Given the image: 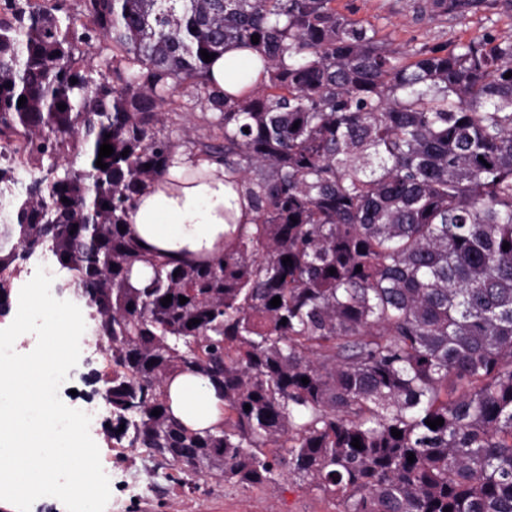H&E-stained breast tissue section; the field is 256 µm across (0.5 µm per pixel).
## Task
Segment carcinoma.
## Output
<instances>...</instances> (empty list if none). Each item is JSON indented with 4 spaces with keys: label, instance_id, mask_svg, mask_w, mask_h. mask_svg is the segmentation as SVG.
<instances>
[{
    "label": "carcinoma",
    "instance_id": "carcinoma-1",
    "mask_svg": "<svg viewBox=\"0 0 512 512\" xmlns=\"http://www.w3.org/2000/svg\"><path fill=\"white\" fill-rule=\"evenodd\" d=\"M5 6L0 158L38 174L8 201L0 273L44 247L95 307L112 439L243 484L285 465L343 512H512L511 38L401 50L332 0ZM95 40L106 74L84 64ZM230 42L270 72L233 102L201 55ZM186 82L217 129L197 153L240 174L257 219L174 264L126 227L178 148L159 124ZM178 369L220 392L215 431L171 417Z\"/></svg>",
    "mask_w": 512,
    "mask_h": 512
}]
</instances>
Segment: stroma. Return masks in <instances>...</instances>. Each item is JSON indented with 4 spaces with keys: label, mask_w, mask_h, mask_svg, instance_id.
<instances>
[{
    "label": "stroma",
    "mask_w": 512,
    "mask_h": 512,
    "mask_svg": "<svg viewBox=\"0 0 512 512\" xmlns=\"http://www.w3.org/2000/svg\"><path fill=\"white\" fill-rule=\"evenodd\" d=\"M336 9L373 24L396 48L425 43L451 48L489 35L512 36V0H482L481 8L469 10L462 19L430 11L427 0H336ZM173 100L165 109L166 134L183 148L188 147L190 138L209 135L210 115L201 108L193 87L178 88ZM103 370L101 357L82 352L59 390L62 401L74 406L72 392L76 389L101 398L105 385L93 376ZM111 421V414H104L90 429L102 465L112 472L109 512H343L338 499L293 475L282 476L269 487L232 484L213 470L180 481L178 465L162 461L150 449L116 443L107 431ZM134 473L141 479L138 491L128 486Z\"/></svg>",
    "instance_id": "1"
}]
</instances>
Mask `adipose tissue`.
I'll list each match as a JSON object with an SVG mask.
<instances>
[{
    "mask_svg": "<svg viewBox=\"0 0 512 512\" xmlns=\"http://www.w3.org/2000/svg\"><path fill=\"white\" fill-rule=\"evenodd\" d=\"M207 78L212 88L242 99L267 83L268 72L259 52L232 43L212 59ZM255 217L236 175L220 162L179 151L162 179L142 186L129 222L147 256L177 262L190 255L222 256L228 225L250 224ZM169 393L175 419L188 430L203 431L223 422L224 402L202 376H175Z\"/></svg>",
    "mask_w": 512,
    "mask_h": 512,
    "instance_id": "adipose-tissue-1",
    "label": "adipose tissue"
}]
</instances>
